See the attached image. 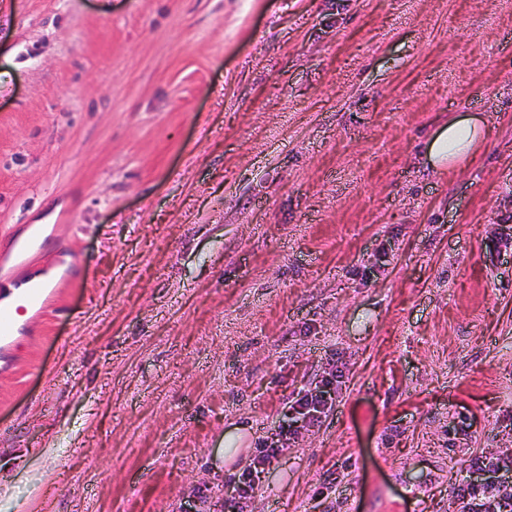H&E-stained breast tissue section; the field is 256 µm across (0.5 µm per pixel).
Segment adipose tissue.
Instances as JSON below:
<instances>
[{
    "label": "adipose tissue",
    "instance_id": "adipose-tissue-1",
    "mask_svg": "<svg viewBox=\"0 0 512 512\" xmlns=\"http://www.w3.org/2000/svg\"><path fill=\"white\" fill-rule=\"evenodd\" d=\"M487 137L483 120L459 117L441 127L427 144L426 155L433 167L452 165L470 156Z\"/></svg>",
    "mask_w": 512,
    "mask_h": 512
}]
</instances>
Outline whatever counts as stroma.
<instances>
[{
  "label": "stroma",
  "mask_w": 512,
  "mask_h": 512,
  "mask_svg": "<svg viewBox=\"0 0 512 512\" xmlns=\"http://www.w3.org/2000/svg\"><path fill=\"white\" fill-rule=\"evenodd\" d=\"M507 239L512 0H0V276L57 289L0 360V512H233L335 373L244 512H457L512 454ZM486 137L483 120L458 117L441 127L428 142V161L435 168L453 165L470 156ZM334 382H338L330 378H322L314 383V387L305 390V393L297 399L294 404L289 406L288 412L291 415L290 419L284 420L278 426V432L275 438H267L262 442L259 448V455L251 459L250 463L245 466L237 480L234 477L227 485L226 494L230 497L234 506H237L238 511H243V506H240L242 500L251 498L256 489V481H259V474L263 470H259L265 460L269 457L275 456L279 451V443L285 438L290 440L295 438L300 433V430L306 425L320 422L321 418L327 416V413L333 408V401L335 396Z\"/></svg>",
  "instance_id": "stroma-1"
}]
</instances>
